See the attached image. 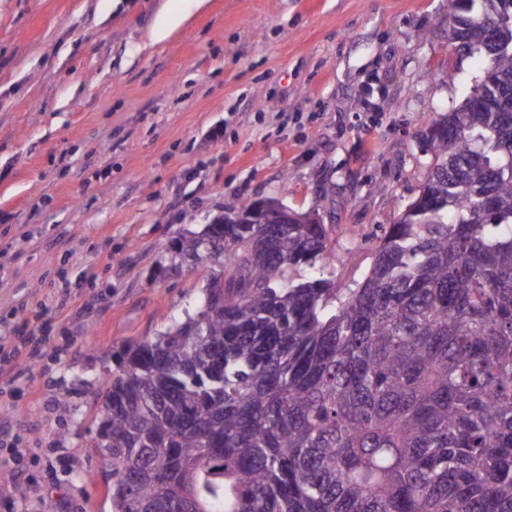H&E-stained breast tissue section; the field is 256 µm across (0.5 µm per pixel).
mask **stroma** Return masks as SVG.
<instances>
[{"label":"stroma","instance_id":"stroma-1","mask_svg":"<svg viewBox=\"0 0 512 512\" xmlns=\"http://www.w3.org/2000/svg\"><path fill=\"white\" fill-rule=\"evenodd\" d=\"M482 68L451 46L448 0H0V327L20 369L0 423L24 454L19 477L0 463V512H112L102 383L199 305L183 235L278 197L319 213L321 265L354 285L419 193L420 131Z\"/></svg>","mask_w":512,"mask_h":512}]
</instances>
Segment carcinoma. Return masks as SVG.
<instances>
[{
	"mask_svg": "<svg viewBox=\"0 0 512 512\" xmlns=\"http://www.w3.org/2000/svg\"><path fill=\"white\" fill-rule=\"evenodd\" d=\"M463 51L493 96L485 0ZM419 210L383 230L365 278L298 281L324 224H208L222 295L129 346L104 381L112 512H512V112L462 101ZM178 254L212 258L186 235Z\"/></svg>",
	"mask_w": 512,
	"mask_h": 512,
	"instance_id": "obj_1",
	"label": "carcinoma"
}]
</instances>
